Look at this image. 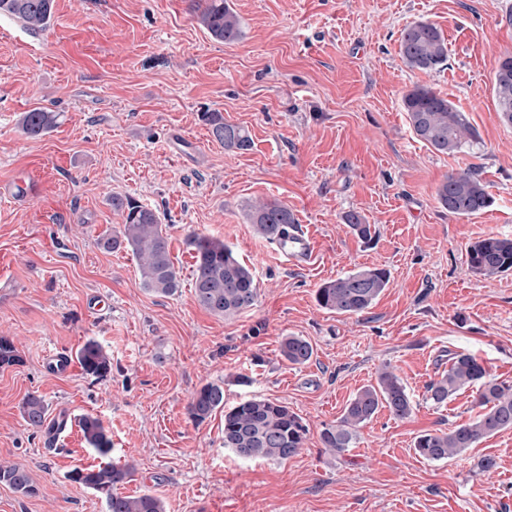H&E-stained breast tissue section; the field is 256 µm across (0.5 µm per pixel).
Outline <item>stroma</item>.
<instances>
[{"mask_svg": "<svg viewBox=\"0 0 512 512\" xmlns=\"http://www.w3.org/2000/svg\"><path fill=\"white\" fill-rule=\"evenodd\" d=\"M197 3L55 0L40 35L0 16V336L21 356L0 368V462L24 467L37 488L0 484V512H107L69 478L101 462L78 426L85 415L102 419L110 462L135 467L117 494H154L165 512H512V430L447 461L413 450L416 436L478 413L470 388L441 407L427 398L450 353L477 354L491 377L512 381V271L474 276L466 253L512 238V125L493 94L498 62L512 55V0H229L242 30L233 43L208 34ZM419 20L448 41L440 69L410 70L399 55L403 28ZM416 85L466 112L479 145L444 155L421 142L402 107ZM35 107L62 119L31 138L18 119ZM206 111L246 128L252 149L224 150ZM470 167L492 204L467 219L443 209L436 189ZM116 194L167 224L174 295L147 291L130 251L98 245L122 223ZM257 199L287 205L311 232L306 267L288 266L248 224L244 207ZM351 211L371 241L347 226ZM191 234L224 240L253 269V308L224 319L199 307ZM375 267L390 281L364 313L318 306L321 284ZM288 334L312 344L311 362L282 359ZM90 339L111 357L107 377L49 363ZM386 365L412 415L380 410L353 448L325 452L323 426ZM209 382L228 407L250 396L287 404L309 429L304 447L283 463L238 459L223 412L200 425L188 416ZM31 392L49 417L67 415L58 441L25 423ZM488 457L495 467L481 470Z\"/></svg>", "mask_w": 512, "mask_h": 512, "instance_id": "obj_1", "label": "stroma"}]
</instances>
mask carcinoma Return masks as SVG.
<instances>
[{"mask_svg":"<svg viewBox=\"0 0 512 512\" xmlns=\"http://www.w3.org/2000/svg\"><path fill=\"white\" fill-rule=\"evenodd\" d=\"M55 0H0V16L22 22L32 34L48 30L54 18ZM198 21L215 39L232 43L241 35V22L228 0H202ZM399 54L407 68L432 71L448 61V42L443 33L428 21L413 22L401 32ZM497 111L502 120L512 124V56L504 57L493 77ZM404 111L416 137L441 154H455L473 148L477 131L465 112L448 98L430 88L416 85L402 98ZM60 114L44 107L22 113L18 120L21 131L29 137H40L59 123ZM201 120L209 126L211 136L224 149L243 153L252 148L249 132L227 123L221 112H204ZM439 204L449 213L469 218L490 206L491 197L480 175L465 169L446 177L436 191ZM112 210L123 217L117 234L105 233L99 245L107 251L126 248L137 261L143 287L168 296L180 286V275L170 255L169 237L158 213L129 197L114 195ZM246 217L255 233L273 243L288 236L295 215L276 199L250 205ZM351 231L361 240L372 239L371 225L356 211L345 217ZM187 247L193 252L195 274L193 289L198 305L209 313L233 318L252 308L258 298V285L251 269L224 241L204 235H192ZM467 263L476 276H492L512 270V238L490 236L472 243L467 250ZM389 283V272L373 268L351 272L322 284L316 292L319 307L344 316L369 309ZM314 354L309 341L294 335L282 338L281 357L292 365L307 364ZM83 371L104 378L111 370L108 352L93 339L77 352ZM21 357L13 342L0 336V368L18 364ZM476 389L475 406L480 412L472 420L447 431L418 435L413 447L416 455L427 461L453 459L486 438L512 429V382L489 377L484 364L469 353H456L450 358L447 373L427 386L428 399L436 405L448 402L463 388ZM385 408L398 419L413 411V401L406 385L389 368L382 369L376 384L361 388L346 404L334 425L326 426L320 441L327 451L341 454L357 440L359 429ZM224 411V447L242 460L271 459L286 461L304 447L308 428L303 419L288 405L268 398H248L224 408V387L208 383L193 394L187 406L189 417L202 424L217 410ZM24 421L31 427H44L48 406L36 393L25 396L21 406ZM85 442L100 456L111 452V440L102 421L86 415L79 421ZM134 467L103 463L77 467L69 479L96 492L105 499L108 512H165L164 502L150 493L121 496L114 487L131 480ZM0 483L16 492L32 496L37 493L28 473L16 466L0 464Z\"/></svg>","mask_w":512,"mask_h":512,"instance_id":"obj_1","label":"carcinoma"}]
</instances>
